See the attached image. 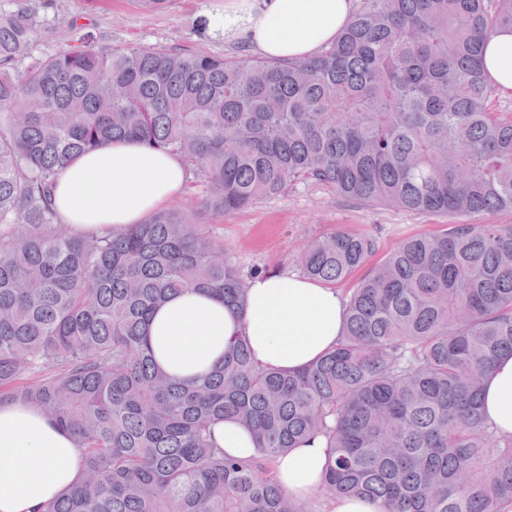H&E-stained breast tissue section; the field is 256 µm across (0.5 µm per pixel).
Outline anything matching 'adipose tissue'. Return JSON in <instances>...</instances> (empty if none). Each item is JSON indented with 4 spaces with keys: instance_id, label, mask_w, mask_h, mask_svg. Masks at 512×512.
Wrapping results in <instances>:
<instances>
[{
    "instance_id": "ef3b65f1",
    "label": "adipose tissue",
    "mask_w": 512,
    "mask_h": 512,
    "mask_svg": "<svg viewBox=\"0 0 512 512\" xmlns=\"http://www.w3.org/2000/svg\"><path fill=\"white\" fill-rule=\"evenodd\" d=\"M353 0H224L209 10L211 31L248 33L255 48L278 59H304L333 42L346 27ZM483 70L498 91L512 95V30H500L484 48ZM180 156L134 141L90 151L59 174L54 202L62 223L75 233L122 231L160 211L183 188ZM345 299L338 289L283 271L250 279L243 309L187 291L154 313L149 345L168 374L190 379L218 366L235 336H249L255 361L298 371L333 349L341 335ZM483 413L497 434L512 436V356L486 376ZM328 451L324 435L290 449L274 464L276 482L297 500H309L322 484ZM74 437L38 408L0 403V512H38L71 486L81 471Z\"/></svg>"
}]
</instances>
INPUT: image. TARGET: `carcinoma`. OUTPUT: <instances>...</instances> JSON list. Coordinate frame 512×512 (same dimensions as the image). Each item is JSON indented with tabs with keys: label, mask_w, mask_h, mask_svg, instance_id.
I'll use <instances>...</instances> for the list:
<instances>
[{
	"label": "carcinoma",
	"mask_w": 512,
	"mask_h": 512,
	"mask_svg": "<svg viewBox=\"0 0 512 512\" xmlns=\"http://www.w3.org/2000/svg\"><path fill=\"white\" fill-rule=\"evenodd\" d=\"M512 0H359L308 59L77 44L20 70L35 10L0 12V401L42 409L83 448L78 481L42 512H311L273 462L326 436L320 488L380 512H512V437L486 422L487 372L512 355V224L406 239L346 296L334 349L297 372L260 366L237 336L213 371L155 362L153 311L185 290L244 306L248 278L179 210L75 236L58 172L116 140L174 152L224 216L314 182L365 206L459 216L512 210V117L489 106L486 41ZM374 241L306 246L331 286ZM234 419L247 460L215 445ZM212 436L215 444L229 455L246 460L257 453L253 435L235 421L217 424Z\"/></svg>",
	"instance_id": "cac0c4a2"
}]
</instances>
